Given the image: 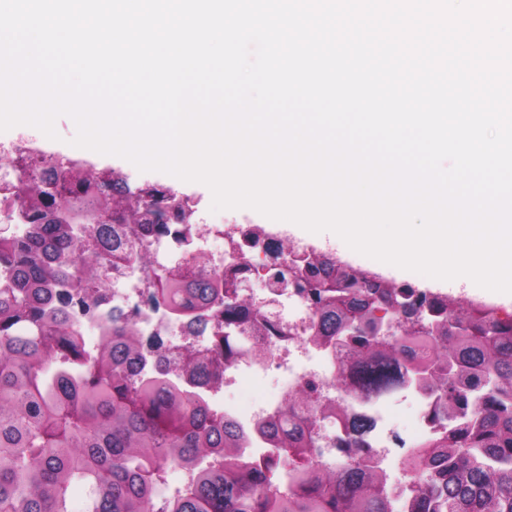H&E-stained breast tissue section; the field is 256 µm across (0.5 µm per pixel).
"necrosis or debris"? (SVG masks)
Here are the masks:
<instances>
[{"instance_id": "necrosis-or-debris-1", "label": "necrosis or debris", "mask_w": 512, "mask_h": 512, "mask_svg": "<svg viewBox=\"0 0 512 512\" xmlns=\"http://www.w3.org/2000/svg\"><path fill=\"white\" fill-rule=\"evenodd\" d=\"M21 151L16 141L0 142V223L13 225L19 231L26 225L18 199L22 173L15 163ZM170 225L171 234L150 239L155 266L175 267L204 253L210 258L215 278H225L242 264L250 270L247 285L251 304L238 316L235 352L223 362L224 387L255 389L269 380L277 386L276 394L267 398L230 404L224 403L219 390L214 389L207 394L211 407L251 432L260 418L281 409L287 397L303 391L311 392L323 405L342 403L367 416L372 429L362 447L346 454L332 443L337 433L335 424H326L322 447L309 452L310 467H333L351 456L365 459L390 474L389 488L396 512H417L411 461L416 443L431 429L425 413L432 400L414 382H406L401 388L402 397L411 399L419 409L414 431L405 437L390 424L383 400L359 398L339 385L346 349L333 342L315 343L313 301L302 290L277 285L281 278H293L304 247L277 251L270 243L269 233L259 224H238L227 229L220 224L197 223L196 206L188 199L183 200L181 208L172 210ZM149 277V269L130 261L113 281L108 304L90 314L77 312L76 319L88 344L95 346L106 339L116 315L133 323L141 335L167 337L175 350L189 344H213L215 331L224 322L223 309L211 314L204 330L191 332L170 311L153 306Z\"/></svg>"}]
</instances>
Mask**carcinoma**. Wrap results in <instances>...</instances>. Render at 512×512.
<instances>
[{
    "instance_id": "1",
    "label": "carcinoma",
    "mask_w": 512,
    "mask_h": 512,
    "mask_svg": "<svg viewBox=\"0 0 512 512\" xmlns=\"http://www.w3.org/2000/svg\"><path fill=\"white\" fill-rule=\"evenodd\" d=\"M22 182L23 237L0 235V512H394L385 475L366 462L312 471L325 422L358 446L370 421L304 392L254 433L270 443L248 465L251 434L213 411L198 388H216L230 335L211 352H146L134 325L112 319L88 348L72 314L104 296L143 241L167 232L172 189L134 190L119 171L59 162ZM80 201L91 221L66 212ZM300 287L317 304L315 336L350 342L362 391L381 399L409 373L434 399L440 430L418 445L420 512H512V320L448 299L449 319L419 318L411 286L346 266L325 252L304 259ZM153 300L187 328L210 311L228 316L248 296L217 283L206 255L154 273ZM393 337L381 340L378 331ZM176 464L188 471L170 488Z\"/></svg>"
}]
</instances>
